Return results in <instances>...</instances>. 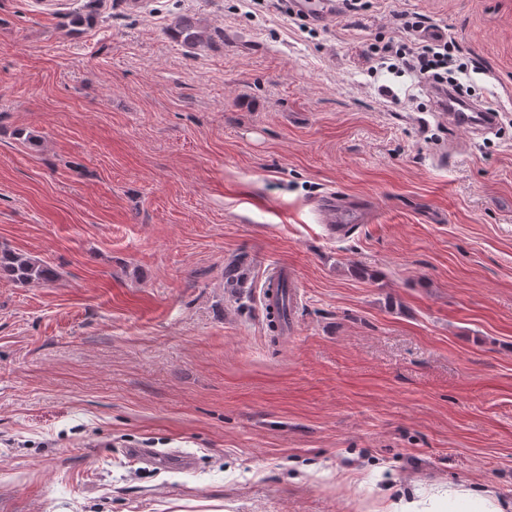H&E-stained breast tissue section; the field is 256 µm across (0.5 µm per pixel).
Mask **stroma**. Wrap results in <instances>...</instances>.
I'll return each mask as SVG.
<instances>
[{
  "instance_id": "1",
  "label": "stroma",
  "mask_w": 512,
  "mask_h": 512,
  "mask_svg": "<svg viewBox=\"0 0 512 512\" xmlns=\"http://www.w3.org/2000/svg\"><path fill=\"white\" fill-rule=\"evenodd\" d=\"M0 0V512H512V0ZM486 73L497 129L371 70L394 12ZM206 29L190 48L166 31ZM33 143H26V136ZM373 197L327 236L311 204ZM294 269V332L259 288ZM192 454L149 467L128 448ZM297 9L305 14L309 20L323 23L334 19L339 9V1L335 0H295ZM255 5L265 8H274L280 13L288 15L289 18L303 20L305 18L299 11L294 9V0H254ZM170 38L180 41L184 45L195 47L207 41L208 35L201 30L198 24L187 17H180L174 20L167 29ZM20 284L51 283L57 273L50 266L6 247L0 248V277Z\"/></svg>"
}]
</instances>
